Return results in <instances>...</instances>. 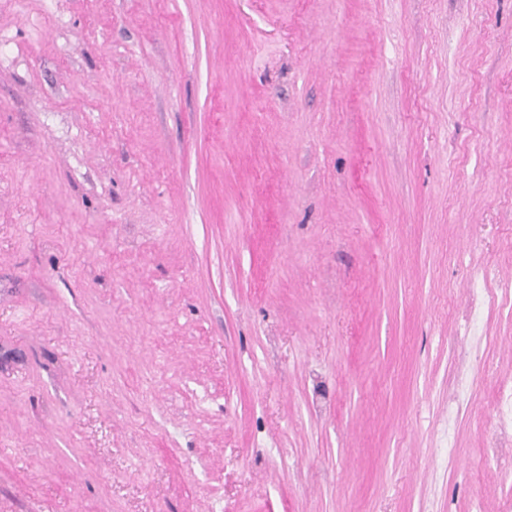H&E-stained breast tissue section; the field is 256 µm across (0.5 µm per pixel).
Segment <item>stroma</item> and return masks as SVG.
<instances>
[{"label": "stroma", "mask_w": 512, "mask_h": 512, "mask_svg": "<svg viewBox=\"0 0 512 512\" xmlns=\"http://www.w3.org/2000/svg\"><path fill=\"white\" fill-rule=\"evenodd\" d=\"M512 0H0V512H512Z\"/></svg>", "instance_id": "1"}]
</instances>
